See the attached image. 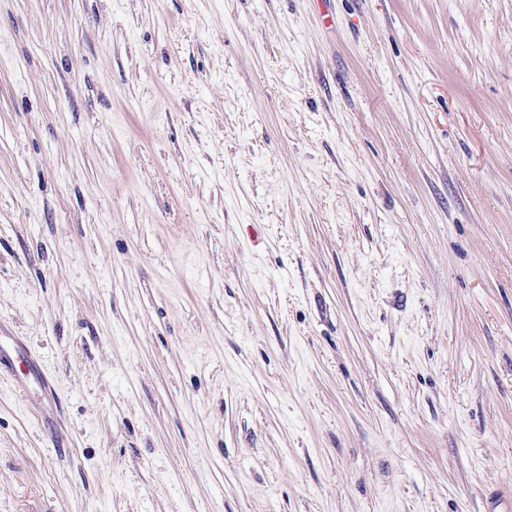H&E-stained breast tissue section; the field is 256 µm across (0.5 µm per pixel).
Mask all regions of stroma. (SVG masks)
<instances>
[{
  "mask_svg": "<svg viewBox=\"0 0 512 512\" xmlns=\"http://www.w3.org/2000/svg\"><path fill=\"white\" fill-rule=\"evenodd\" d=\"M0 512H512V0H0ZM0 335L8 336V339L10 341V352L8 351V347L5 348L4 351L3 349H0V361L1 359L3 361H7V364L5 366H7L8 369L10 370L11 376L13 377V381L19 384L25 383L37 386L41 393L44 392V394H46L47 390L50 388L48 386V381L46 375L44 374L43 366L41 364L40 359L36 355L32 354V352L25 345L22 344L19 338L14 337L13 335L10 334V332L7 329L1 326ZM11 353H14L16 357L22 360V362L25 365V370L20 369L19 372L14 371V361L11 357Z\"/></svg>",
  "mask_w": 512,
  "mask_h": 512,
  "instance_id": "obj_1",
  "label": "stroma"
}]
</instances>
